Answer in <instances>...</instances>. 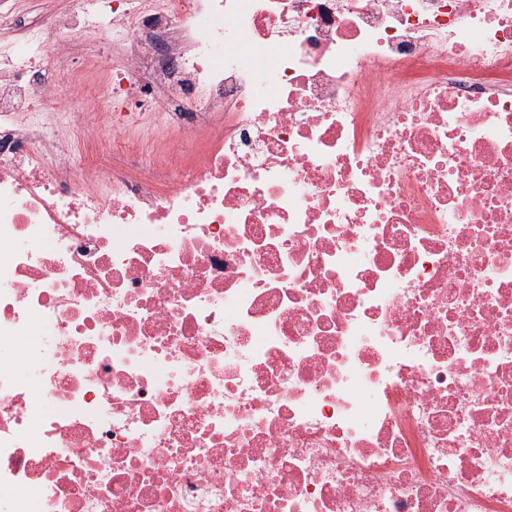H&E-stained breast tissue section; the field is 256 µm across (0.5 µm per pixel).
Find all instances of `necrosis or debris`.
<instances>
[{"label": "necrosis or debris", "mask_w": 512, "mask_h": 512, "mask_svg": "<svg viewBox=\"0 0 512 512\" xmlns=\"http://www.w3.org/2000/svg\"><path fill=\"white\" fill-rule=\"evenodd\" d=\"M66 2L0 0V512H512V0ZM93 61L99 69L112 68V56L107 55L105 50L99 49L97 44L91 42L79 45L75 54L74 67H85ZM70 95L73 98V107L71 109L73 112H108L114 115L116 119H119V121H126L128 119V116L125 115L127 112H135L129 109L126 102L116 93L102 96L94 107L93 104L91 105L85 101L80 94L70 92Z\"/></svg>", "instance_id": "4bbe7bcc"}]
</instances>
